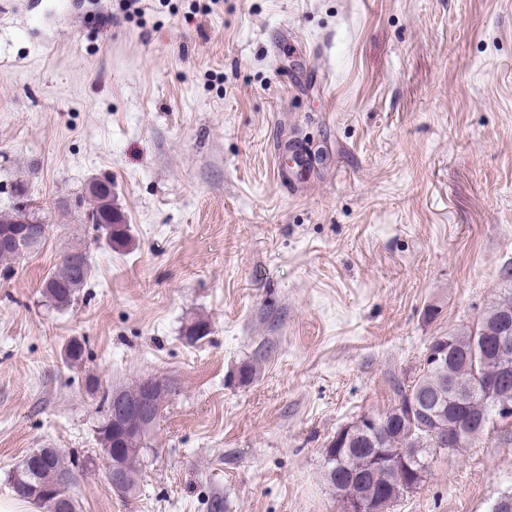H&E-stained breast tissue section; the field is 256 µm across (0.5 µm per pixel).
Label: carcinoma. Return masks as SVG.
I'll list each match as a JSON object with an SVG mask.
<instances>
[{"mask_svg": "<svg viewBox=\"0 0 512 512\" xmlns=\"http://www.w3.org/2000/svg\"><path fill=\"white\" fill-rule=\"evenodd\" d=\"M88 196L90 213L100 220L98 229L106 243L117 250L129 248L130 228L114 203L112 182H99ZM22 257L14 250H0V277L9 278L12 264ZM90 269L86 253H67L44 280L43 295L60 310L71 307L86 286ZM504 279L505 293L475 323L431 341L432 347L445 344L450 353L446 363L422 367L411 385L412 391L424 399L423 412L409 411L407 391L400 389L395 404L376 416L377 433L358 430L341 442L331 441L323 450L326 481L336 490L339 501L357 499L366 506V512H389L397 501L419 488L430 460L441 452L433 444L436 431L448 428L453 421V388L467 389L466 411L475 422L472 432L476 436L493 423L497 402H512V345L495 344L497 336H512V271H505ZM83 355L82 344L73 340L65 348L64 359L69 366L77 367ZM103 400L106 410L98 426V441L101 449L112 454L128 474V485H112L116 494L126 497L137 489L140 457L147 450L148 436L139 433L136 414L118 422L112 420V394H105ZM377 448L382 449L385 458L375 462L373 453ZM401 448L416 449L405 465L401 462ZM64 474H70V468L65 466L63 457L55 454L48 461L39 448L13 470L11 480L19 495L40 503L48 512H77L71 482L62 480Z\"/></svg>", "mask_w": 512, "mask_h": 512, "instance_id": "1", "label": "carcinoma"}]
</instances>
